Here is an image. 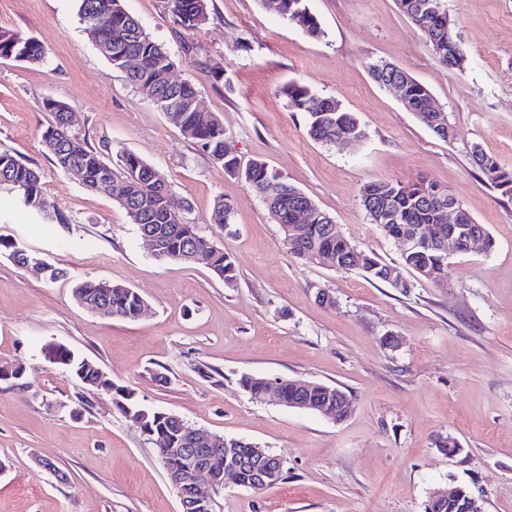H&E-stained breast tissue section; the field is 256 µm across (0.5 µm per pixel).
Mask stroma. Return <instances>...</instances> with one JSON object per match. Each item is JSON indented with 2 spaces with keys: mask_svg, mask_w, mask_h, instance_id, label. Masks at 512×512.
<instances>
[{
  "mask_svg": "<svg viewBox=\"0 0 512 512\" xmlns=\"http://www.w3.org/2000/svg\"><path fill=\"white\" fill-rule=\"evenodd\" d=\"M214 4L189 37L169 26L164 0H124L175 59V77L194 83L202 108L220 116L242 160L266 162L384 261H398L402 247L359 200L379 179L446 189L494 246L449 253L447 277L407 295L297 258L254 191L183 139L97 52L73 0H0V28L34 37L47 53L40 65L0 63V150L34 162L50 201L72 218L39 223L0 190V238L68 272L53 282L0 250V364L24 367L22 379L0 380V512H181L153 441L109 393L46 360L49 341L95 362L144 406L283 459L276 486L254 491L225 479L213 512H425L433 491L461 487L482 512H512V198L484 181L471 156L480 147L512 171V0H447L464 55L453 69L396 0H308L318 38L260 0ZM377 61L430 90L448 115L449 140L373 81ZM292 81L354 113L363 138H311L307 115L280 94ZM48 97L69 103L74 131L111 159L131 151L166 175L200 232L234 260V285L201 266L157 261L111 198L53 166L42 143ZM220 197L235 210L225 228L208 221ZM87 279L126 283L150 314L130 322L91 312L72 294ZM245 374L341 388L353 412L336 423L254 402L239 385ZM78 400L85 408L74 418ZM441 434L461 453L441 454ZM40 457L67 481L39 467Z\"/></svg>",
  "mask_w": 512,
  "mask_h": 512,
  "instance_id": "obj_1",
  "label": "stroma"
}]
</instances>
